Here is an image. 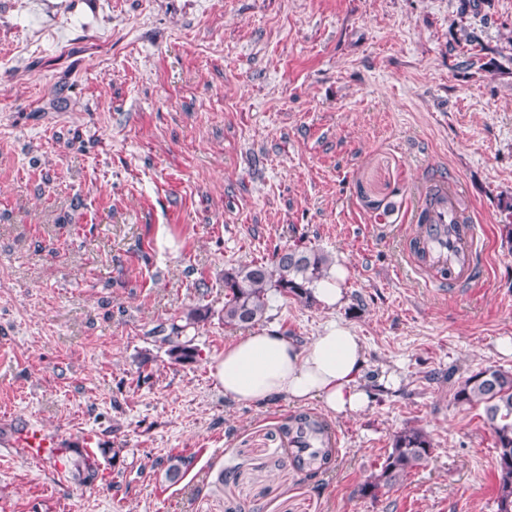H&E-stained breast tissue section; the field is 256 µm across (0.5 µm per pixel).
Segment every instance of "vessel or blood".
<instances>
[{"mask_svg":"<svg viewBox=\"0 0 512 512\" xmlns=\"http://www.w3.org/2000/svg\"><path fill=\"white\" fill-rule=\"evenodd\" d=\"M457 186L449 179L434 182L414 211L419 224V248L422 264L433 273L449 271L448 285L462 288L475 282L478 271L474 264V244L478 227L467 218L457 203ZM18 443L32 458L44 457L51 439L41 431L29 428Z\"/></svg>","mask_w":512,"mask_h":512,"instance_id":"vessel-or-blood-1","label":"vessel or blood"}]
</instances>
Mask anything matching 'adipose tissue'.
Returning a JSON list of instances; mask_svg holds the SVG:
<instances>
[{
  "instance_id": "1",
  "label": "adipose tissue",
  "mask_w": 512,
  "mask_h": 512,
  "mask_svg": "<svg viewBox=\"0 0 512 512\" xmlns=\"http://www.w3.org/2000/svg\"><path fill=\"white\" fill-rule=\"evenodd\" d=\"M364 362L359 336L331 321L306 344L268 329L238 337L225 347L212 375L225 398L237 403L316 400L332 415L349 416L368 405Z\"/></svg>"
}]
</instances>
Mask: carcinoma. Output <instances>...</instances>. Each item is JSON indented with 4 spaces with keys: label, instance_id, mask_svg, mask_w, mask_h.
<instances>
[{
    "label": "carcinoma",
    "instance_id": "carcinoma-1",
    "mask_svg": "<svg viewBox=\"0 0 512 512\" xmlns=\"http://www.w3.org/2000/svg\"><path fill=\"white\" fill-rule=\"evenodd\" d=\"M331 264L321 251L287 249L277 255L275 269L256 263L243 264L224 272V323L249 327L265 320L268 309V290L273 288L285 297L311 304L313 288L326 278ZM211 316L208 307L197 305L185 313L186 325H197ZM174 335L160 338L168 345L167 353L176 363H190L198 356L191 341L180 340L184 327L172 325ZM454 371L448 372V381L454 382V400L460 405L485 404L487 420L495 435V449L499 471L496 497L497 512H512V372L500 368H486L458 381ZM429 435L418 428H406L393 436L378 474L361 487L364 495L374 496L383 487L402 481L423 466L432 453ZM65 464L75 468L82 485L93 487L99 478L101 463L95 452L72 449ZM189 460L175 455L167 459L165 476L176 481L187 468Z\"/></svg>",
    "mask_w": 512,
    "mask_h": 512
}]
</instances>
